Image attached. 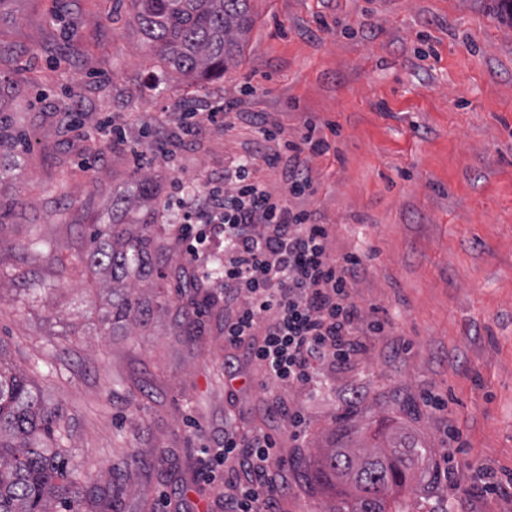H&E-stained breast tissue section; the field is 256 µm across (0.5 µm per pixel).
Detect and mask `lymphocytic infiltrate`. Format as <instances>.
<instances>
[{"mask_svg":"<svg viewBox=\"0 0 512 512\" xmlns=\"http://www.w3.org/2000/svg\"><path fill=\"white\" fill-rule=\"evenodd\" d=\"M328 149L325 138L307 131L287 153L267 149L261 163L243 161L225 171L222 184L176 201V239L188 255L223 243L225 346L242 351L282 391L317 389L352 370L366 351L361 331L385 329L383 321H365L353 299L361 257L333 255L331 226L294 204L312 187L302 152ZM263 168L280 172L284 192L270 190ZM215 461L224 468V512H278L286 487L272 472L288 459L269 434L225 429Z\"/></svg>","mask_w":512,"mask_h":512,"instance_id":"obj_1","label":"lymphocytic infiltrate"}]
</instances>
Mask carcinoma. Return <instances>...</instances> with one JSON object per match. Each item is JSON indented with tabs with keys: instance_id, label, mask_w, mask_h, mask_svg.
<instances>
[{
	"instance_id": "obj_1",
	"label": "carcinoma",
	"mask_w": 512,
	"mask_h": 512,
	"mask_svg": "<svg viewBox=\"0 0 512 512\" xmlns=\"http://www.w3.org/2000/svg\"><path fill=\"white\" fill-rule=\"evenodd\" d=\"M127 2L151 56L196 81L235 62L252 22L250 0ZM19 92L17 82L0 76V178L3 152L15 168L26 146L24 132L12 117ZM154 195V181L144 173L133 191L112 196V223L97 225L91 249L72 257L75 267L88 265L107 273L112 300L102 320L114 329L144 325L147 312L131 285L163 277L160 263L171 251L151 229L153 216L125 221ZM72 436V418L62 405L45 399L27 375L0 370V512H112L84 461L70 448ZM429 453L413 444L368 448L349 432L342 445L325 449L313 477L340 498L332 512H390L389 502Z\"/></svg>"
}]
</instances>
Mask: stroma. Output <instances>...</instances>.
Returning <instances> with one entry per match:
<instances>
[{"mask_svg":"<svg viewBox=\"0 0 512 512\" xmlns=\"http://www.w3.org/2000/svg\"><path fill=\"white\" fill-rule=\"evenodd\" d=\"M235 65L195 82L141 45L125 0H14L0 26V71L24 68L16 119L30 142L0 183V345L74 417L71 445L114 512H224L204 451L227 427L260 428L291 463L282 512H329L312 460L339 427L432 451L398 494L403 512H512V488L479 496L473 470L512 472V8L506 0H251ZM235 98L232 132L204 126L173 155L136 163L131 145L176 139L180 114ZM265 113L283 140L308 126L330 145L309 156L313 192L299 201L332 227L336 252L363 256L353 287L368 334L359 364L316 398H289L299 440L271 411V386L224 347V308L184 333L200 263L174 250L165 279L137 284L173 308L130 332L103 330L106 289L93 269L61 275L104 224L112 193L151 170L202 191L255 155ZM67 173V196L55 188ZM49 240L44 253L32 234ZM47 291L20 301L11 273ZM442 399L431 407L429 396Z\"/></svg>","mask_w":512,"mask_h":512,"instance_id":"obj_1","label":"stroma"}]
</instances>
